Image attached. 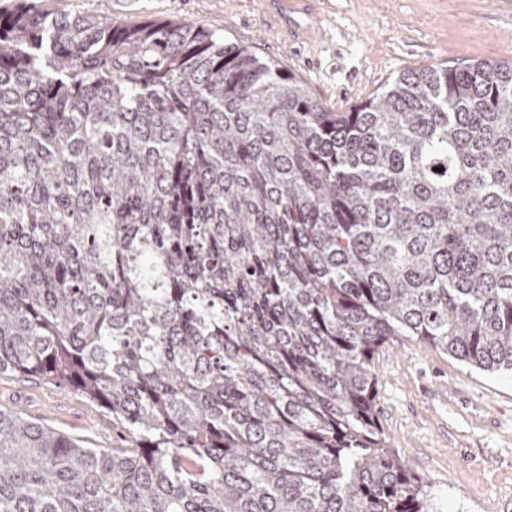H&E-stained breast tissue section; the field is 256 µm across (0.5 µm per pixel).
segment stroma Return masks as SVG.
<instances>
[{
    "label": "stroma",
    "mask_w": 512,
    "mask_h": 512,
    "mask_svg": "<svg viewBox=\"0 0 512 512\" xmlns=\"http://www.w3.org/2000/svg\"><path fill=\"white\" fill-rule=\"evenodd\" d=\"M124 21L179 19L296 73L327 110L349 112L407 71L512 61V0H320V29L294 43L267 0H38ZM379 421L439 512H512V374L477 370L412 336L375 358ZM0 410L118 445L111 414L72 387L0 377Z\"/></svg>",
    "instance_id": "35a3bbf8"
}]
</instances>
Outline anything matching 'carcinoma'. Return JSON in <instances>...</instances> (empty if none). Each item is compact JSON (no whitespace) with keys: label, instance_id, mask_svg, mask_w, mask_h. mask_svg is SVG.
I'll list each match as a JSON object with an SVG mask.
<instances>
[{"label":"carcinoma","instance_id":"1","mask_svg":"<svg viewBox=\"0 0 512 512\" xmlns=\"http://www.w3.org/2000/svg\"><path fill=\"white\" fill-rule=\"evenodd\" d=\"M395 336L512 372V63L329 112L181 20L0 14V375L127 442L0 410V512H437L376 417ZM0 410L12 411L45 427L84 441L89 448L112 449L121 431L112 415L69 385L34 377H0Z\"/></svg>","mask_w":512,"mask_h":512}]
</instances>
